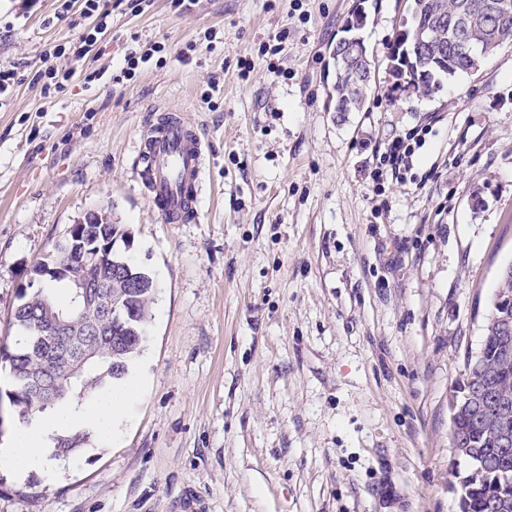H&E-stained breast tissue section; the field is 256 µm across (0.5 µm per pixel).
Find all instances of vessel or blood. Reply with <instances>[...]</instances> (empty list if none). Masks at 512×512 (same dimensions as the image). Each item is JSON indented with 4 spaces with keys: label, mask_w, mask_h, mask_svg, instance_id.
Listing matches in <instances>:
<instances>
[{
    "label": "vessel or blood",
    "mask_w": 512,
    "mask_h": 512,
    "mask_svg": "<svg viewBox=\"0 0 512 512\" xmlns=\"http://www.w3.org/2000/svg\"><path fill=\"white\" fill-rule=\"evenodd\" d=\"M140 175L152 206L172 224L195 221L204 150L198 131L180 114L158 110L151 117L138 152Z\"/></svg>",
    "instance_id": "vessel-or-blood-1"
}]
</instances>
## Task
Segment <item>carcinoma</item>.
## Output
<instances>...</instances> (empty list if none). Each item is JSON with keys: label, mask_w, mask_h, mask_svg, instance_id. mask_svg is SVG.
<instances>
[{"label": "carcinoma", "mask_w": 512, "mask_h": 512, "mask_svg": "<svg viewBox=\"0 0 512 512\" xmlns=\"http://www.w3.org/2000/svg\"><path fill=\"white\" fill-rule=\"evenodd\" d=\"M494 2L503 4V7L492 14L488 4ZM456 12L464 15V34L472 40L497 47L507 41L512 42V0H415L413 24L405 29L404 36H395L392 47H397L402 38L409 45L411 55L437 56L440 61L430 67L429 74L424 76L419 73L407 80L402 79L397 67H392L393 77L403 80L413 92L432 93L439 86L441 76L450 79L460 72L474 69L488 54V51L481 50L470 57L448 39V26L440 25L439 17ZM348 66V62L341 61L336 67L338 74L334 100L346 107L347 111L358 112L367 100L372 76L368 71L364 82L354 84L342 76ZM118 233L115 224H76L67 237L58 242V250L70 253L83 247L112 249ZM111 271L132 276L140 281L142 287L128 288L124 281L110 279L109 292L125 312L123 325L114 329L111 321H103L93 312L86 314L89 321L103 327L106 335L86 337L95 344L96 353L84 360L77 371L56 353V345L67 342L68 337L40 338L32 332L36 325L46 328L56 317L77 312L79 289L72 284L71 271L66 267L42 264L30 272V279L35 283H56L66 288L67 297L59 301L39 287L24 292L15 308L14 325L21 333L22 342L14 350L7 347L0 349V370L8 372L11 380L12 390L8 397L17 409L20 425H32L41 414L64 399L91 398L128 375L146 339L145 328L151 318L156 283L148 272L116 252L112 253ZM505 314L512 317V303L502 305L492 302L481 348L477 354L468 357L467 362L496 367L493 377L495 393L511 396L512 362L506 367L499 366L501 339L499 332L491 328L495 317ZM44 376L56 382L60 388L54 399H48L44 394L41 385ZM89 436L87 431H76L55 437L50 456L54 459L69 458L83 448ZM451 436H462L472 444V447L459 453L468 462L467 469L456 474V483L466 487L465 497L459 502L460 512H494L495 503L512 502V448L503 451L494 436L479 426L474 413L466 406L458 409L452 420ZM482 460L494 461L497 466L482 467Z\"/></svg>", "instance_id": "carcinoma-1"}]
</instances>
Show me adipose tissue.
Returning a JSON list of instances; mask_svg holds the SVG:
<instances>
[{
  "label": "adipose tissue",
  "instance_id": "adipose-tissue-1",
  "mask_svg": "<svg viewBox=\"0 0 512 512\" xmlns=\"http://www.w3.org/2000/svg\"><path fill=\"white\" fill-rule=\"evenodd\" d=\"M139 389L138 382L132 381L119 390L102 392L82 403H69L54 416L16 432L0 456L4 457L18 474L29 475L46 462V450L52 446L53 438L60 429H77L92 424L103 434L113 433L124 420L126 402L133 398Z\"/></svg>",
  "mask_w": 512,
  "mask_h": 512
}]
</instances>
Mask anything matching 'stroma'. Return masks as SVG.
<instances>
[{
    "mask_svg": "<svg viewBox=\"0 0 512 512\" xmlns=\"http://www.w3.org/2000/svg\"><path fill=\"white\" fill-rule=\"evenodd\" d=\"M413 10L153 0L79 57L93 19L0 0V67L22 78L0 108V347L28 269L87 210L158 285L124 424L32 491L0 460V512H459L450 400L512 264V44L415 95L389 57ZM359 12L375 85L335 112L330 49ZM135 39L164 50L113 83ZM50 64L70 78L45 98L32 77ZM158 107L204 143L193 224L164 222L136 174ZM420 125L406 183L373 185L376 156Z\"/></svg>",
    "mask_w": 512,
    "mask_h": 512,
    "instance_id": "1",
    "label": "stroma"
}]
</instances>
